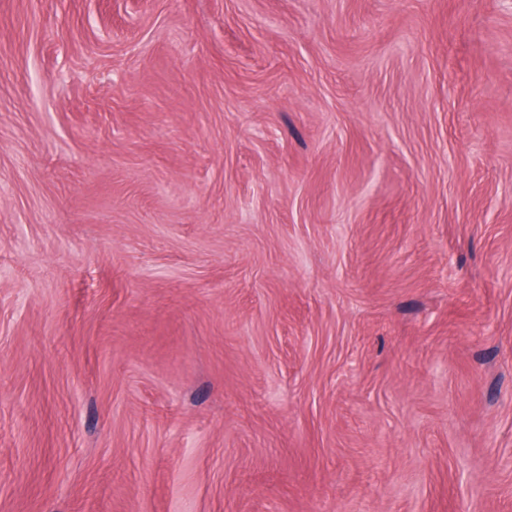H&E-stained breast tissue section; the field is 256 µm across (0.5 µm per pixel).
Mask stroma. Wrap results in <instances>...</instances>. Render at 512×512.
Segmentation results:
<instances>
[{"mask_svg":"<svg viewBox=\"0 0 512 512\" xmlns=\"http://www.w3.org/2000/svg\"><path fill=\"white\" fill-rule=\"evenodd\" d=\"M0 512H512V0H0Z\"/></svg>","mask_w":512,"mask_h":512,"instance_id":"35a3bbf8","label":"stroma"}]
</instances>
